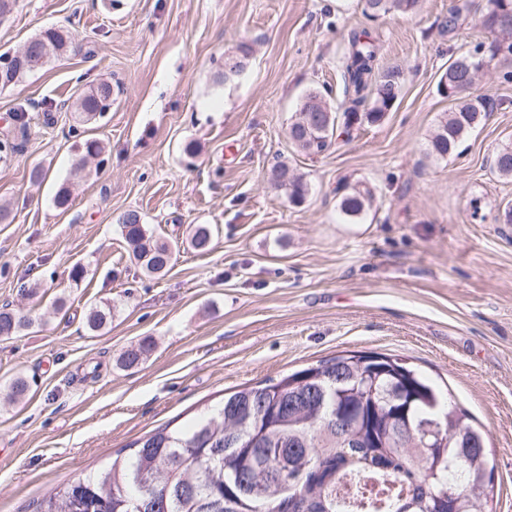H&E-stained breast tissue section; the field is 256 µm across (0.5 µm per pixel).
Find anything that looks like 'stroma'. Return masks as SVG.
<instances>
[{
    "label": "stroma",
    "instance_id": "35a3bbf8",
    "mask_svg": "<svg viewBox=\"0 0 512 512\" xmlns=\"http://www.w3.org/2000/svg\"><path fill=\"white\" fill-rule=\"evenodd\" d=\"M453 2L369 17L361 0H16L0 16V53L52 27L73 36L67 55L0 88V140L28 128L0 153V306L30 322L0 341V395L30 383L24 402L0 404V512H33L146 433L345 350L398 356L447 387L486 435L493 512H512V180L491 169L512 144V82L499 78L512 57L480 74L473 92L493 110L459 153L429 155L449 58L489 38L471 19L444 33ZM363 29L381 64L403 68L399 98L305 155L288 127L310 89L344 100L348 38ZM243 45L245 70L218 80ZM102 80L111 112L80 122L79 92ZM85 138L107 152L79 179ZM279 161L303 175V204L273 185ZM354 186L375 203L350 221L339 202ZM130 210L173 244L165 275L133 259L119 223ZM197 224L214 233L203 254L188 246ZM104 300L112 323L94 335L85 312ZM145 339L143 361L121 367Z\"/></svg>",
    "mask_w": 512,
    "mask_h": 512
}]
</instances>
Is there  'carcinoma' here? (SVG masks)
<instances>
[{
  "label": "carcinoma",
  "instance_id": "carcinoma-1",
  "mask_svg": "<svg viewBox=\"0 0 512 512\" xmlns=\"http://www.w3.org/2000/svg\"><path fill=\"white\" fill-rule=\"evenodd\" d=\"M419 0H364L369 17L407 14ZM463 7L448 9L443 29L453 35ZM499 18L482 27L498 34L471 52L448 60L441 78L451 104L430 135L429 154L444 159L458 151L486 118L491 98L472 95L486 60L512 56V0H486L478 18ZM52 61L65 55L71 33L48 28L31 38ZM379 48L369 32L351 34L344 78L353 97L337 107L322 91L309 90L292 123L295 147L306 155L327 151L342 135L382 120L399 97L403 70L382 69ZM115 91L99 82L78 98L82 121L112 108ZM84 161L104 153L97 139L83 143ZM493 170L512 178V146L494 156ZM277 186L294 205L303 203L308 185L287 165L275 167ZM372 200L356 187L345 193L340 212L360 217ZM134 259L148 276L164 274L172 248L157 239L139 212L120 219ZM212 229L195 226L190 245L205 252ZM112 322V303L90 306L92 333ZM29 323L0 309V338ZM149 345L125 350L121 365L140 363ZM27 380L14 378L6 390L12 403L24 400ZM494 464L484 434L470 414L405 360L375 351H342L296 370L276 382L243 388L224 397L212 416L185 426H164L133 443L128 456L83 479L68 482L36 502L34 512H80L89 499L96 512H488L494 497Z\"/></svg>",
  "mask_w": 512,
  "mask_h": 512
}]
</instances>
